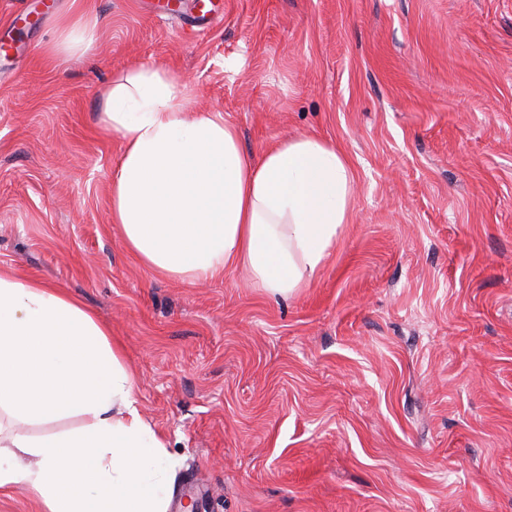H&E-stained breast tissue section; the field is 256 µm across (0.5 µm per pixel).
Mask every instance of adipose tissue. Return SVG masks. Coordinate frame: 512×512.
<instances>
[{
    "instance_id": "adipose-tissue-1",
    "label": "adipose tissue",
    "mask_w": 512,
    "mask_h": 512,
    "mask_svg": "<svg viewBox=\"0 0 512 512\" xmlns=\"http://www.w3.org/2000/svg\"><path fill=\"white\" fill-rule=\"evenodd\" d=\"M96 19L62 22L54 55L87 52ZM193 86L149 62L100 94L97 123L121 137L112 222L148 270L195 285L232 267L270 293L309 284L349 218L352 168L304 135L246 155L223 112L190 109ZM110 329L67 293L0 270V489L24 485L40 512H169L176 463L142 415ZM80 416L81 427L23 433Z\"/></svg>"
}]
</instances>
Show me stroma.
Returning a JSON list of instances; mask_svg holds the SVG:
<instances>
[{
  "label": "stroma",
  "instance_id": "1",
  "mask_svg": "<svg viewBox=\"0 0 512 512\" xmlns=\"http://www.w3.org/2000/svg\"><path fill=\"white\" fill-rule=\"evenodd\" d=\"M0 0V269L112 332L176 459L170 512H512V0ZM98 25L56 58L61 18ZM139 61L260 158L314 134L352 211L307 287L193 286L112 229L95 115Z\"/></svg>",
  "mask_w": 512,
  "mask_h": 512
}]
</instances>
